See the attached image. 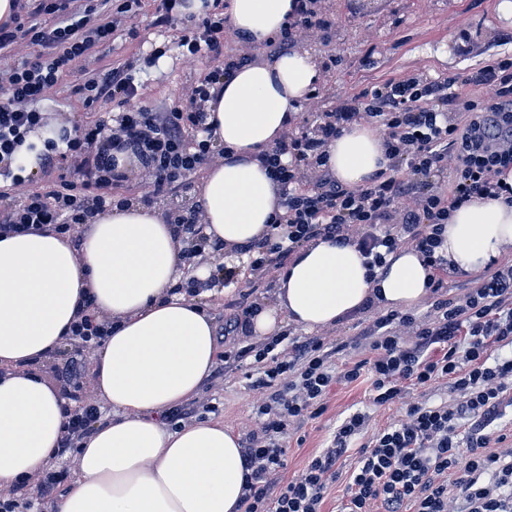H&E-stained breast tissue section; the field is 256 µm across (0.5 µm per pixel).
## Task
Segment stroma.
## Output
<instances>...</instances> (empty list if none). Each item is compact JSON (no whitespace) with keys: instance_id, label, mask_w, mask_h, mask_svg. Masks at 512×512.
<instances>
[{"instance_id":"stroma-1","label":"stroma","mask_w":512,"mask_h":512,"mask_svg":"<svg viewBox=\"0 0 512 512\" xmlns=\"http://www.w3.org/2000/svg\"><path fill=\"white\" fill-rule=\"evenodd\" d=\"M500 0H329L336 26L329 35H310L306 47L323 64L322 85L344 93L362 89L376 80L403 71L422 72L435 78L454 74L467 78L490 58L512 53V16L504 17ZM167 48L156 75L151 97L173 105L183 104L188 87L200 68L193 57L169 44L167 35H155ZM336 66H328L329 56ZM249 368L229 380L207 379L197 397L211 405V420L240 432L255 429L259 420L252 403ZM361 409L374 428L400 419L401 409L374 406L368 383L334 386L328 409L308 421L297 437L287 438L286 476L297 475L307 458L324 447L336 424Z\"/></svg>"}]
</instances>
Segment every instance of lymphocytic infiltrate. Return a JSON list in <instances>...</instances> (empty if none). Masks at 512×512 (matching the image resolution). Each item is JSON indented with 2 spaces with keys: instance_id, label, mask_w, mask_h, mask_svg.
Segmentation results:
<instances>
[{
  "instance_id": "lymphocytic-infiltrate-1",
  "label": "lymphocytic infiltrate",
  "mask_w": 512,
  "mask_h": 512,
  "mask_svg": "<svg viewBox=\"0 0 512 512\" xmlns=\"http://www.w3.org/2000/svg\"><path fill=\"white\" fill-rule=\"evenodd\" d=\"M180 2L155 0L151 26L203 67L184 105L167 107L145 102L143 76L161 58L157 49L63 84L117 38H138L143 0H14L0 21V237L55 233L77 245L95 215L134 203L161 207L183 263L211 270L210 280L175 285V292L195 298L231 287L224 333L249 339L226 351L214 372L231 378L247 357L255 366L262 424L242 440V512H325L327 491L340 479L341 512H512V432L497 425L512 407V357L498 354L512 346V249L468 280L460 298L449 295L457 273L437 252L443 226L461 204L512 203L503 181L512 171V57L489 59L464 80L405 73L288 124L274 147L255 156L278 188L273 222L261 239L231 248L211 239L200 221L204 201L196 187L224 153L206 104L239 67L299 48L304 31H329L336 19L322 0H297L280 32L248 50L228 27L224 0L183 18L174 13ZM21 43L32 53L19 59ZM54 92L86 109L112 105L111 124L50 114L43 103ZM52 121L56 138L43 142L35 171L24 172L19 149ZM361 123L380 130L388 165L349 188L328 167L326 148ZM131 159L136 169L128 168ZM319 240L354 246L371 268L400 248L419 253L433 271L424 311H384L370 299L352 340L302 337L287 324L277 335L254 338L251 318L279 274ZM112 325L85 300L64 349L44 354L66 401L64 435L35 481L0 492V512H39L70 481L65 462L101 419L98 405L78 399L88 355ZM362 343L368 357L344 359ZM361 380L379 406L441 382L457 398L409 405L405 418L381 429L371 428L365 412L350 413L300 474L283 478L287 432L326 411L333 385ZM344 458L350 465L342 471Z\"/></svg>"
}]
</instances>
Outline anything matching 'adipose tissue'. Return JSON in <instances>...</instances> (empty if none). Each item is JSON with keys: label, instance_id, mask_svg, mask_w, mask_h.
Returning a JSON list of instances; mask_svg holds the SVG:
<instances>
[{"label": "adipose tissue", "instance_id": "1", "mask_svg": "<svg viewBox=\"0 0 512 512\" xmlns=\"http://www.w3.org/2000/svg\"><path fill=\"white\" fill-rule=\"evenodd\" d=\"M293 10L294 0H228L226 14L256 46ZM321 79L314 55L298 49L242 66L208 102L226 150L200 186L208 236L233 246L266 233L278 193L251 155L275 145ZM327 153L337 180L351 188L388 164L382 135L368 123L331 141ZM91 224L77 249L54 235L0 239V489L38 476L60 442L61 401L30 365L64 344L87 291L117 323L94 361L97 394L117 417L79 449L77 477L57 512H242L239 433L211 420L172 430L158 418L198 392L221 342L198 301L170 292L186 267L168 224L137 204ZM506 247L512 205L477 200L452 212L438 252L450 267L475 273ZM431 275L408 248L371 272L353 246L321 241L282 271L274 306L251 319L253 333L275 335L287 321L326 329L370 298L407 309L427 295Z\"/></svg>", "mask_w": 512, "mask_h": 512}]
</instances>
